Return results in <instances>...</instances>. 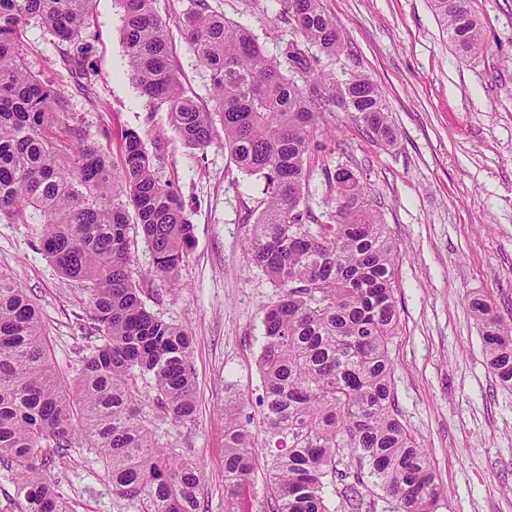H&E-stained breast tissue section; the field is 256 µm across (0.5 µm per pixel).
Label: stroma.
Listing matches in <instances>:
<instances>
[{"instance_id": "obj_1", "label": "stroma", "mask_w": 512, "mask_h": 512, "mask_svg": "<svg viewBox=\"0 0 512 512\" xmlns=\"http://www.w3.org/2000/svg\"><path fill=\"white\" fill-rule=\"evenodd\" d=\"M212 11L248 27L270 56L296 35L281 0H207ZM346 51H306L316 70L378 86L398 132L393 144L368 134L342 111L325 113L327 160L347 164L366 186L399 250L397 334L391 386L442 487L434 512H512V389L488 371L469 308L490 300L512 325V0H473L487 45L459 55L431 0H320ZM167 19L183 86L211 103V81L183 29L197 0H155ZM116 0H93L82 41L93 82L62 62L66 47L45 27L23 30L30 71L62 100L63 120L119 160L122 136L137 131L163 182L179 192L194 240L175 280L157 276L143 236L131 239L134 278L146 308L193 339L197 410L191 420L154 419L163 446L202 470L200 512H270L264 465L237 495L224 488L227 414L261 392L258 366L265 307L280 296L249 260L246 239L262 210L257 177L240 173L227 152L186 147L165 108L142 97L127 73ZM39 224L0 223V270L41 313L50 359L75 377L96 343L78 282L38 251ZM103 464L83 448L52 467L71 512H125L103 479Z\"/></svg>"}]
</instances>
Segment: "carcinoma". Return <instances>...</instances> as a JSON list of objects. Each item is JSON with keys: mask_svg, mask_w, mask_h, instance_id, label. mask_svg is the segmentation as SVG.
<instances>
[{"mask_svg": "<svg viewBox=\"0 0 512 512\" xmlns=\"http://www.w3.org/2000/svg\"><path fill=\"white\" fill-rule=\"evenodd\" d=\"M118 2L126 66L140 94L166 107L187 146L216 144L238 170L262 180L263 209L248 249L281 295L262 321L260 429L233 414L224 425L225 489L239 491L261 446L272 512H336L334 496L359 510L366 477L396 501L397 512H433L439 483L391 389L397 246L346 166L327 173L324 201H336L330 220H316L306 205L310 157L322 149L321 104L354 115L385 143L397 140L377 86L366 76L338 82L316 72L296 41L282 58L271 57L247 28L199 0L185 33L209 72L210 110L183 88L154 0ZM281 2L305 41L328 56L342 54V34L319 0ZM433 3L460 54L487 50L471 0ZM91 5L0 0V222L43 219L39 250L82 284L101 340L68 385L50 362L37 306L0 272V466L15 474L19 512H69L48 471L71 448L98 456L112 496L132 512H199L202 471L158 445L139 385L150 381L154 407L166 419L192 418V337L146 309L129 239L136 229L151 246L155 273L171 278L193 241V224L179 195L156 176L138 132H125L117 164L74 127L57 144L59 103L19 49L24 27L36 20L76 48L64 63L91 81L81 44ZM470 307L487 366L511 389L512 326L481 298Z\"/></svg>", "mask_w": 512, "mask_h": 512, "instance_id": "carcinoma-1", "label": "carcinoma"}]
</instances>
